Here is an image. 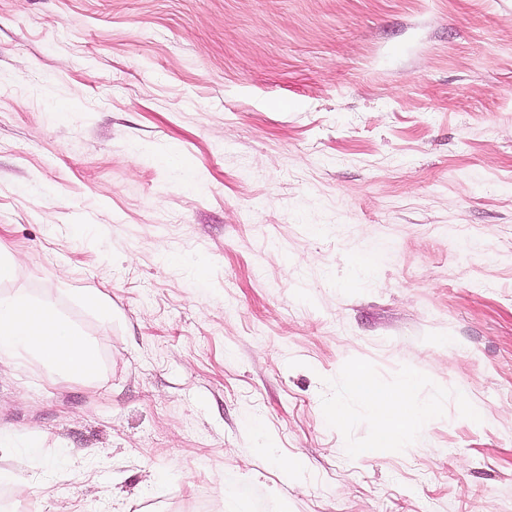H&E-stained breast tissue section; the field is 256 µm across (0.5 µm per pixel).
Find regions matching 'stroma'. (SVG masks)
<instances>
[{
	"label": "stroma",
	"instance_id": "stroma-1",
	"mask_svg": "<svg viewBox=\"0 0 512 512\" xmlns=\"http://www.w3.org/2000/svg\"><path fill=\"white\" fill-rule=\"evenodd\" d=\"M0 257V504L512 512V0H0ZM38 356L49 373L88 376L94 348L57 313L27 294H0V361L22 354ZM348 380L353 392L366 403L375 421L369 451L403 446L411 433L420 428L434 412L432 407L413 405L404 397L403 393L416 382L413 373L404 375L398 392L378 386L360 368H354ZM365 386L369 387V392Z\"/></svg>",
	"mask_w": 512,
	"mask_h": 512
}]
</instances>
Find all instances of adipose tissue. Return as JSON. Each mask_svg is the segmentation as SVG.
<instances>
[{
  "mask_svg": "<svg viewBox=\"0 0 512 512\" xmlns=\"http://www.w3.org/2000/svg\"><path fill=\"white\" fill-rule=\"evenodd\" d=\"M23 354L38 356L52 374L83 376L95 362L90 342L53 309L35 303L21 292L0 294V361ZM348 380L375 421L371 448L403 446L433 413L432 408L413 405L404 396L416 382L414 374L404 375L397 392L371 383L358 368L350 372Z\"/></svg>",
  "mask_w": 512,
  "mask_h": 512,
  "instance_id": "obj_1",
  "label": "adipose tissue"
}]
</instances>
